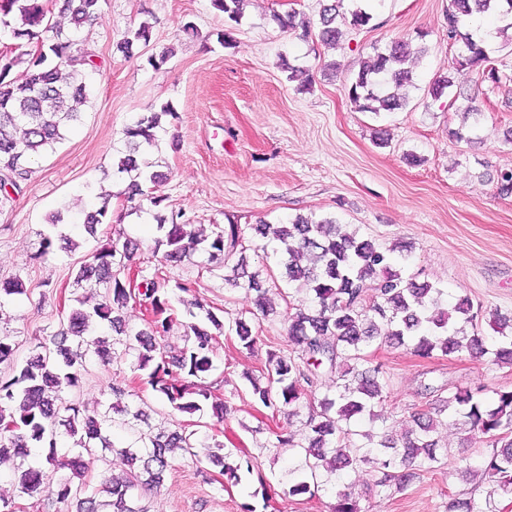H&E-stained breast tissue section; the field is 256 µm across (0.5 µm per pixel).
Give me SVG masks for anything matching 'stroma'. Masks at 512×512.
Wrapping results in <instances>:
<instances>
[{"mask_svg":"<svg viewBox=\"0 0 512 512\" xmlns=\"http://www.w3.org/2000/svg\"><path fill=\"white\" fill-rule=\"evenodd\" d=\"M448 3L372 0L370 25L344 29L339 42L328 44L319 36L324 0H249L232 44L225 46L217 39L225 29L224 15L211 0H104L95 22L78 34L81 50L97 64L86 77L89 94L79 106L80 122L33 163L22 193L0 206V279L17 276L27 288L0 306V336L11 338L16 359L25 360L37 338L62 329L77 291L72 269L114 230L140 244L125 277H136L142 259L149 257L157 235L151 212L122 216L116 197L112 213L121 216V224L102 225L93 238L79 219L95 205L105 172L125 155L124 129L166 102L178 117L163 123L156 145L143 157L164 173L158 192L181 223L209 234L219 225L284 224L298 214L333 217L380 245L402 246L411 255L408 271L418 280L511 314L512 196L498 195L496 175L512 168V145L503 137L512 129V52L494 54L504 75L501 83L481 81L468 71L450 73L462 44L448 39ZM291 10L309 25L307 39L279 28L277 15ZM143 22L152 28L147 52L123 56L117 42ZM187 22L196 35L182 33ZM420 33L429 52L411 66L406 107L380 114L356 111L346 87L360 66L375 49ZM166 49L171 56L164 66L148 65V54ZM289 65L312 76L309 90H296L288 81ZM448 73L454 92L474 97L484 113L473 141L449 139L456 111L449 96L428 92ZM410 153L421 157L420 165L407 164ZM56 211L63 212L64 222L47 224ZM44 233L57 240L76 236L82 245L73 252L55 249L42 260ZM205 263L201 255L165 270L171 279L195 283L198 300L224 317L254 310L252 294L225 285L223 269L209 270ZM365 353L385 365V407L396 437L413 427L412 411L429 403L425 385L512 388V366L486 357L463 352L422 359L377 341ZM265 360V346L249 355L227 337L217 338L209 380L229 407L220 423L206 414L171 412L136 382L126 356L108 364L87 356L73 398L83 408L101 411L111 401L110 385L122 384L132 391L130 403L147 411L154 430L186 425L197 439L219 441L233 457L250 458L252 473L224 489L218 467L201 468L195 458L176 451L163 486L145 495L150 512H243L244 504L261 506L254 495L261 485L279 512H330L331 495H283L290 453L272 448L271 431L286 425L302 433L304 419L275 417L252 403L245 376L258 372ZM439 436L447 460L404 489L374 486L365 466L349 472L346 482L362 512H447L454 498L483 504L488 483L480 465L488 445L470 441L458 425L440 428Z\"/></svg>","mask_w":512,"mask_h":512,"instance_id":"1","label":"stroma"}]
</instances>
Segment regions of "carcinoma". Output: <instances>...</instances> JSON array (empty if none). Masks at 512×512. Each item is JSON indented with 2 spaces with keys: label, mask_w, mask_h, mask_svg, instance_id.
Instances as JSON below:
<instances>
[{
  "label": "carcinoma",
  "mask_w": 512,
  "mask_h": 512,
  "mask_svg": "<svg viewBox=\"0 0 512 512\" xmlns=\"http://www.w3.org/2000/svg\"><path fill=\"white\" fill-rule=\"evenodd\" d=\"M102 0H66L63 10L70 16L73 32L65 33L45 22L41 0H3L1 24L10 28L16 55L0 66V172L12 180L0 185V196L7 200L22 190L20 181L30 173L32 160L63 139L67 127L80 119L77 104L88 95L85 71L95 68L94 61L78 48L74 32L91 23L101 9ZM246 0H212L224 13L227 29L218 35L231 44L232 30L244 15ZM338 5L323 8L320 36L334 41L342 34L336 25ZM475 13L507 17L512 15V0H449L446 13L448 40L462 41L463 49L453 57L451 68L471 71L483 81L498 84L502 74L489 55L485 39L463 33L464 18ZM373 15L362 7L344 20L350 28L368 26ZM53 36L46 37L47 32ZM152 31L143 22L130 29L117 51L130 58L135 51L149 46ZM427 47H412L396 40L376 53L371 64L360 67L347 88L350 102L360 112H394L404 105L398 92H379L382 79L390 78L395 87L410 81L403 68L411 54L423 55ZM22 65L16 75L13 68ZM468 125L448 129L456 141L471 140L480 124L482 110L468 101L463 109ZM177 117L168 104L158 112H145L124 130L127 154L119 160L114 175L129 178L125 187L126 213H136L149 204L156 209L154 219L158 235L152 256L165 263L190 261L199 252L208 261L227 270L225 284L245 288L257 294L256 320H266L272 311L267 297L270 283L264 269H248L244 258V231L238 224L220 228L210 237H201L189 224L177 222L178 215L166 214V198L156 194L161 175H142L137 157L156 143L162 117ZM111 194L100 193L101 205L86 213L84 231L96 235L97 226L112 221ZM275 251L282 256V278L299 282L310 293L309 304L298 305L284 315L291 350L285 352L267 341V358L260 375L248 377L253 401L276 416L298 415L307 408L305 432L300 438L282 427L275 433L277 448H291L297 463L286 472L284 493L296 497L317 498L331 491L336 502L331 512H361L351 493L339 489L342 475L360 463L370 464L381 473L377 485L395 484L404 488L415 477L448 456L433 433L445 425L449 414L466 426L472 437L491 446L483 459V475L488 478V499L512 495V388H460L443 397L444 389L426 386L436 395L440 406L434 411L412 414L416 428L408 430L402 444L384 435L378 441L373 434L356 430L363 419L373 422L382 417L379 407L385 401L387 383L382 364L361 368L363 350L379 336L381 342L404 346L420 358H431L439 351L453 355L464 350L490 356L493 362L512 363V318L497 312L486 314L481 305L460 295L448 307L441 306L444 290L418 282L404 273L395 257L397 247L345 233L331 217L318 220L295 216L273 230ZM140 244L119 231L101 245L90 262L75 271L78 287H103L101 300L89 305L90 297H75L66 315L67 328L35 345V353L0 377V463L11 458L20 492L29 496L47 494L57 501H76L78 512H148L140 504L143 492L158 488L170 467L176 449H207V458L221 467V487L241 484L242 473L252 472L249 459L231 460L224 445L207 446L193 439L195 432L182 428L169 432L153 431L148 414L123 399L129 391L112 385L113 402L97 415H85L65 397L79 387L85 356L92 352L102 362L112 359L108 338L96 334V325L107 324L116 333L115 343L123 354L135 358L134 370L147 376L154 395L171 410L194 415L208 413L224 420L227 406L214 394L207 376L214 369L212 353L214 333L234 337L235 348L250 354L263 341L252 331L243 316L220 318L193 298L192 286L171 282L161 267L154 265L139 283L123 279L128 263ZM21 279L0 282V298L22 295ZM178 299L191 309L203 312L204 320L184 322L173 309ZM137 304L149 314L144 327H126L125 310ZM488 319L495 333L493 346H484L479 325ZM182 332L183 345L171 346L168 338ZM129 428L135 438L116 442L109 430ZM45 448L41 462L31 464V449ZM110 449L129 466L121 475L112 474L100 487L89 491L81 480L83 454Z\"/></svg>",
  "instance_id": "carcinoma-1"
}]
</instances>
